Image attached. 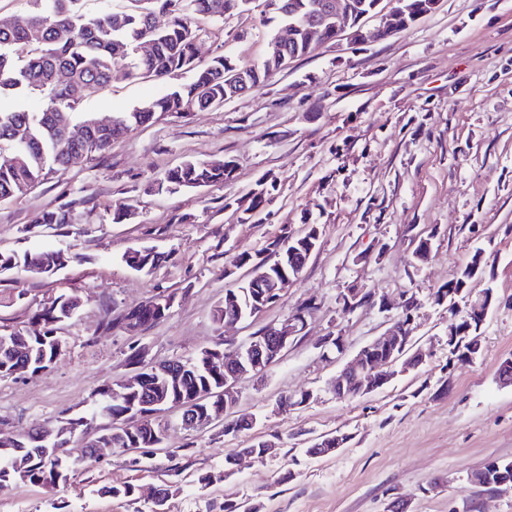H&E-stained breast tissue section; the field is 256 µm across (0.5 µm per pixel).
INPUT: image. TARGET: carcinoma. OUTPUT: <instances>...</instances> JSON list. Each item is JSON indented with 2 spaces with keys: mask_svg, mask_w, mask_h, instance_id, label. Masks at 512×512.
<instances>
[{
  "mask_svg": "<svg viewBox=\"0 0 512 512\" xmlns=\"http://www.w3.org/2000/svg\"><path fill=\"white\" fill-rule=\"evenodd\" d=\"M33 2L38 6L36 11L20 15L9 28H0V201L26 193L50 173L67 167L73 153H103L113 142L151 119L203 111L262 86L270 75L285 69L290 60L318 48L315 32L305 24V17L324 0H280L277 18L293 32L292 38L282 46L280 37H272L262 61L248 67L234 65L225 55L212 58L203 67L197 65L200 29L193 19L197 15L223 18L245 10L254 0H127L126 9L98 19L87 17L84 0ZM340 2L344 5L343 19L356 21L371 12L376 0ZM433 2L397 0L390 25L398 32L409 29L433 11ZM158 12L172 15L168 27L156 26ZM119 57L132 58L127 72L132 78H163L175 72H191L193 80L100 126L90 114L80 111L82 98L74 95V89L92 87L98 92L108 86ZM26 90L43 94L46 105L42 111L27 112L5 104L6 98ZM76 127L82 129L78 139L73 137ZM232 178V174L225 173L222 160H185L168 170L158 189L207 187ZM270 194L265 180L258 181L251 192L250 207L260 223ZM122 260L128 268L149 274L162 256L151 249L131 247ZM69 261L70 257L61 250L1 252L0 275L51 278ZM81 306L78 295L63 293L37 309L33 337L9 353L0 349V378L11 376L13 368L30 374L41 369L43 358L52 356L63 340L59 330ZM168 311V306L160 309L150 300L139 309L150 324L159 322ZM200 360L198 356L163 363L164 368L172 369L168 383L151 382L119 399L108 396L94 402L87 414L75 418L76 424L83 428L103 415L120 422L132 408L152 412L160 390L173 403L188 400L193 394L215 393L220 386L200 368ZM22 444L34 456L26 484H55L50 457L43 456L38 444L28 439ZM120 447H158L156 428L151 425L124 433ZM474 475L480 478L478 489L490 490L500 476L512 479V461H492ZM224 512H259V506L227 497Z\"/></svg>",
  "mask_w": 512,
  "mask_h": 512,
  "instance_id": "cac0c4a2",
  "label": "carcinoma"
}]
</instances>
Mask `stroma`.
I'll return each mask as SVG.
<instances>
[{
	"mask_svg": "<svg viewBox=\"0 0 512 512\" xmlns=\"http://www.w3.org/2000/svg\"><path fill=\"white\" fill-rule=\"evenodd\" d=\"M197 58L218 55L239 66L264 57L274 24L261 7L202 20ZM190 74L129 79L84 100L97 120L113 117L189 83ZM234 158L232 181L156 193L168 169L192 159ZM276 179L268 220L245 221L249 192ZM127 215L115 219L117 209ZM69 223L48 225L49 212ZM317 223L320 238L306 266L257 318L216 330L213 309L230 282L232 255L265 256L283 231ZM431 241L414 261L419 238ZM164 253L150 274L121 261L134 246ZM489 259L473 293L493 300L473 363H452L455 319L436 302L476 249ZM62 249L71 260L55 277H0V326L25 330L48 298L78 291L83 305L67 325L66 347L50 368L0 379V433L25 435L79 413L105 382L145 361L187 358L221 336L240 345L257 330L307 309V326L265 372L242 379L238 409L253 428L182 426L156 418L164 444L141 471L112 451L78 466L69 482L0 490V512H146L101 492L129 481L169 485V512H221L226 496L260 503L261 512H385L393 498L408 512H512V490L475 492L469 475L494 459L512 460V386L496 370L512 358V0H441L408 30L381 40L326 45L294 59L263 87L202 112L168 115L138 127L104 154L51 173L26 194L0 203V252ZM356 289L355 305L342 297ZM23 300H16L18 291ZM161 290L176 303L136 336L104 331ZM415 298V348L429 356L370 394L339 399L328 386L342 367ZM345 339L342 356L324 358L327 338ZM313 392L302 407L277 411L284 394ZM346 433L349 443L319 458L317 437ZM275 452L243 459L228 480L203 487L226 456L249 440ZM292 471L295 478L280 484Z\"/></svg>",
	"mask_w": 512,
	"mask_h": 512,
	"instance_id": "35a3bbf8",
	"label": "stroma"
}]
</instances>
